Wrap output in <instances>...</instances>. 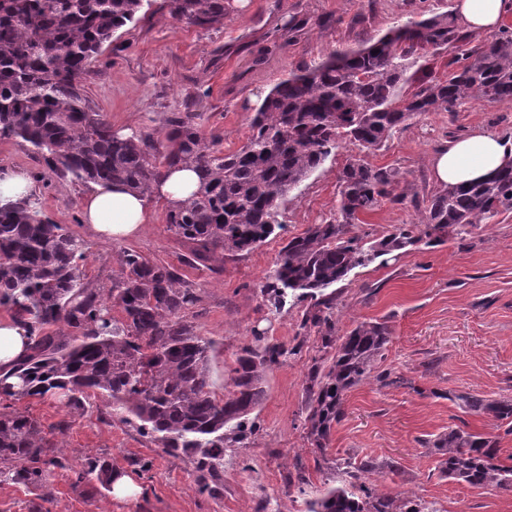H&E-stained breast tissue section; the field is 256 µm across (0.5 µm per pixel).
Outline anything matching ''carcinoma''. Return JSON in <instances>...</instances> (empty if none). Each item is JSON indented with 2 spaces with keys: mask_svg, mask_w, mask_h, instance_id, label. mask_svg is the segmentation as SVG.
<instances>
[{
  "mask_svg": "<svg viewBox=\"0 0 512 512\" xmlns=\"http://www.w3.org/2000/svg\"><path fill=\"white\" fill-rule=\"evenodd\" d=\"M144 0H0V139H20L41 155L60 180L118 182L148 192L179 166L199 174L197 191L168 206L167 229L196 245L199 258L235 255L264 242L278 226L277 202L338 147L341 140L381 148L407 120L450 112L468 99L512 101V32L468 47L457 19L435 15L397 28L356 50L333 53L298 69L261 100L239 149L207 145L196 115L174 112L159 139L123 135L93 112L76 78L113 34L135 20ZM176 19L201 28L224 23V0H164ZM461 48L457 70L429 80L411 95L401 60ZM397 171L352 158L340 175L339 217L312 224L288 239L260 286L276 307L287 297L310 298L301 328L317 329L323 362L306 383L305 428L315 463L326 460L333 424L344 416L347 394L375 379L401 377L379 363L391 340L387 322L364 321L340 332L336 292L357 268L398 259L408 246H434L464 237L499 214L512 212V170L485 181L444 187L427 200L420 224H404L379 238L351 234L355 220L395 194ZM85 242L50 220L34 195L0 206V308L30 329L27 356L0 376V482L36 489L65 467L44 425L17 404L56 396L78 410L99 391L112 407L141 422L164 448L201 454L210 464L224 445L252 432L250 416L266 397V374L292 354L261 335L243 346L229 370L224 399L212 397L211 342L195 335L181 313L197 301L169 266L126 250L109 299L84 282ZM123 314L117 320L112 306ZM64 324L66 331L54 329ZM464 411L510 425L512 398L457 397ZM439 473L475 488L512 491V462L501 460L499 436L450 428L427 444ZM373 458L336 463L339 485L309 502L308 512H437L413 494L379 491L367 476L382 467ZM96 480L112 488V465L91 459L75 485Z\"/></svg>",
  "mask_w": 512,
  "mask_h": 512,
  "instance_id": "carcinoma-1",
  "label": "carcinoma"
}]
</instances>
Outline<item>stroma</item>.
I'll use <instances>...</instances> for the list:
<instances>
[{
    "instance_id": "35a3bbf8",
    "label": "stroma",
    "mask_w": 512,
    "mask_h": 512,
    "mask_svg": "<svg viewBox=\"0 0 512 512\" xmlns=\"http://www.w3.org/2000/svg\"><path fill=\"white\" fill-rule=\"evenodd\" d=\"M162 0L142 7L105 43L78 83L90 106L113 129L165 133L174 112L198 113L207 139L221 149L242 146L260 100L288 73L318 65L330 54L377 38L411 22L452 12L455 0H229L223 24L200 28L173 18ZM459 50L450 46L404 60V93L441 79ZM481 129L512 137V103L467 100L451 112L409 120L380 149L367 153L344 143L297 188L278 202L279 229L251 250L221 260L195 259L193 243L166 228L168 206L157 203L155 220L137 237L102 241L80 220L85 184L62 182L45 162L12 139L0 140V168H22L33 177L42 208L88 246L84 269L90 287L108 289L132 249L174 268L197 302L183 312L196 335L211 340V391L223 398L237 352L260 332L297 347V354L266 377V397L255 410L256 430L246 447L224 451L222 465L199 467L197 454L160 448L138 423L122 422L103 396L80 410L66 398L27 401L44 425L65 423L54 445L65 467L47 475L39 492L0 483V512H307L308 502L336 486V462L366 456L391 461L396 472L371 475L379 489L416 494L438 512H512V493L476 489L441 477L425 445L448 429L496 432L488 415L463 412L458 395L512 398V213L498 215L463 239L434 248L412 247L388 264L356 269L338 284V327L364 319L387 320L392 340L380 363L403 376L401 386L370 380L348 395L345 417L330 436L328 461L316 464L306 438L305 393L318 359L316 330L301 333L307 302L275 310L260 286L289 237L336 216L339 174L351 157L398 170L402 199L382 200L353 224V235L378 237L422 219L439 184L431 161L449 139ZM107 459L131 476L135 498L120 500L97 482L75 486L74 472L87 459ZM308 483L299 487L298 471ZM207 492H200V484Z\"/></svg>"
}]
</instances>
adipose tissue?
Returning <instances> with one entry per match:
<instances>
[{
  "label": "adipose tissue",
  "instance_id": "1",
  "mask_svg": "<svg viewBox=\"0 0 512 512\" xmlns=\"http://www.w3.org/2000/svg\"><path fill=\"white\" fill-rule=\"evenodd\" d=\"M455 12L468 27L491 32L512 17V0H458ZM511 160L512 140L476 131L448 141L433 160V172L440 183H465L488 178ZM196 188L197 177L189 169L168 171L146 193L120 184L98 185L80 203L82 221L101 239H128L152 223L156 200L184 201Z\"/></svg>",
  "mask_w": 512,
  "mask_h": 512
}]
</instances>
